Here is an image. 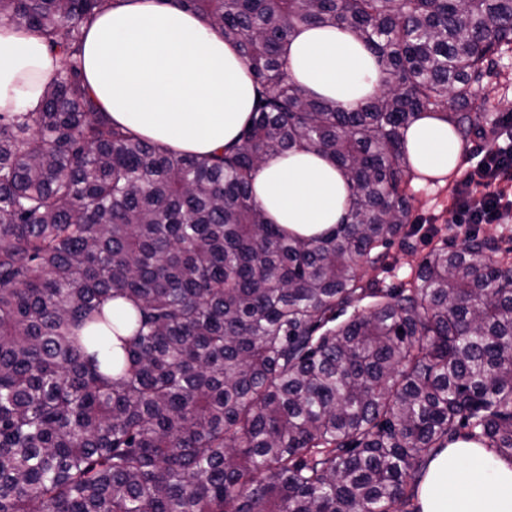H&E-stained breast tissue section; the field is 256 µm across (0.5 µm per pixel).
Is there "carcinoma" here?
Listing matches in <instances>:
<instances>
[{
    "label": "carcinoma",
    "mask_w": 512,
    "mask_h": 512,
    "mask_svg": "<svg viewBox=\"0 0 512 512\" xmlns=\"http://www.w3.org/2000/svg\"><path fill=\"white\" fill-rule=\"evenodd\" d=\"M110 2L0 0L59 63L39 111L0 112V512H417L448 443L512 458L495 239L431 250L399 288L364 279L411 223L404 128L441 112L463 141L486 132L474 88L512 45V0H158L235 44L260 97L214 155L112 124L88 91L84 28ZM315 24L356 35L379 96L289 78L284 48ZM295 148L350 185L321 236L251 191Z\"/></svg>",
    "instance_id": "obj_1"
}]
</instances>
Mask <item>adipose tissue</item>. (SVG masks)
Instances as JSON below:
<instances>
[{
	"label": "adipose tissue",
	"mask_w": 512,
	"mask_h": 512,
	"mask_svg": "<svg viewBox=\"0 0 512 512\" xmlns=\"http://www.w3.org/2000/svg\"><path fill=\"white\" fill-rule=\"evenodd\" d=\"M289 76L318 97L346 105L375 96L381 73L348 30L306 26L290 42ZM84 80L113 122L174 151L207 155L233 145L256 90L237 47L193 12L156 0H123L90 22L81 52ZM58 69L34 33L0 26V112H34ZM413 168L427 177L455 170L461 145L444 114L418 117L404 133ZM252 190L270 222L303 237L341 223L349 188L321 155L293 149L268 160ZM512 512V462L495 449L455 441L428 465L420 512Z\"/></svg>",
	"instance_id": "obj_1"
}]
</instances>
